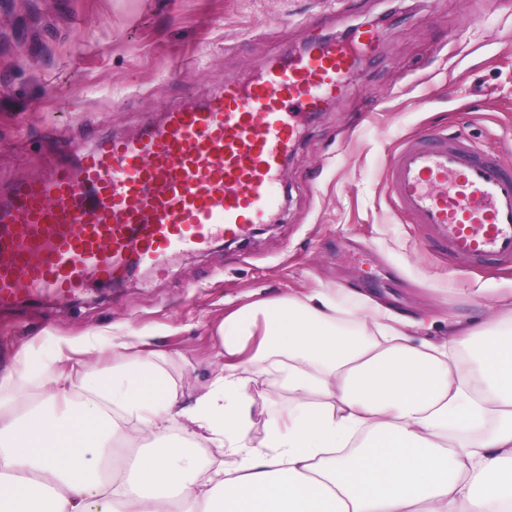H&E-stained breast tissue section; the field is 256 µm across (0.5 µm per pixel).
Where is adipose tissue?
<instances>
[{
	"instance_id": "adipose-tissue-1",
	"label": "adipose tissue",
	"mask_w": 512,
	"mask_h": 512,
	"mask_svg": "<svg viewBox=\"0 0 512 512\" xmlns=\"http://www.w3.org/2000/svg\"><path fill=\"white\" fill-rule=\"evenodd\" d=\"M494 328L414 341L372 307L357 332L326 293L257 301L217 326L224 368L190 403L154 357L82 384L58 347L44 398L33 357L0 365V512H512V295ZM295 406L253 442L252 383ZM220 449L202 467L199 447Z\"/></svg>"
}]
</instances>
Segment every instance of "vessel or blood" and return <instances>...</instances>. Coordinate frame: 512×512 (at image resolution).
I'll use <instances>...</instances> for the list:
<instances>
[{
  "instance_id": "vessel-or-blood-1",
  "label": "vessel or blood",
  "mask_w": 512,
  "mask_h": 512,
  "mask_svg": "<svg viewBox=\"0 0 512 512\" xmlns=\"http://www.w3.org/2000/svg\"><path fill=\"white\" fill-rule=\"evenodd\" d=\"M373 36L283 48L246 82L165 107L132 137L72 151L0 187V307L29 289L65 301L215 236L242 237L278 208L299 119L321 111ZM398 209L441 254L512 265V171L463 137L406 142L389 164Z\"/></svg>"
}]
</instances>
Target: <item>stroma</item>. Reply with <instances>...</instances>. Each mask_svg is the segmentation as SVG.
Segmentation results:
<instances>
[{
	"mask_svg": "<svg viewBox=\"0 0 512 512\" xmlns=\"http://www.w3.org/2000/svg\"><path fill=\"white\" fill-rule=\"evenodd\" d=\"M377 22L380 48L323 111L302 120L276 185L275 219L140 267L124 287L0 309V350L30 344L52 364L60 339L142 336L179 400L205 390L224 315L314 291L343 309L377 302L448 324L495 322L512 269L427 250L396 209L386 173L410 137L463 136L512 170V0H0V184L34 178L73 148L129 135L162 107L248 76L283 47ZM252 433L295 399L276 378L252 384Z\"/></svg>",
	"mask_w": 512,
	"mask_h": 512,
	"instance_id": "1",
	"label": "stroma"
}]
</instances>
